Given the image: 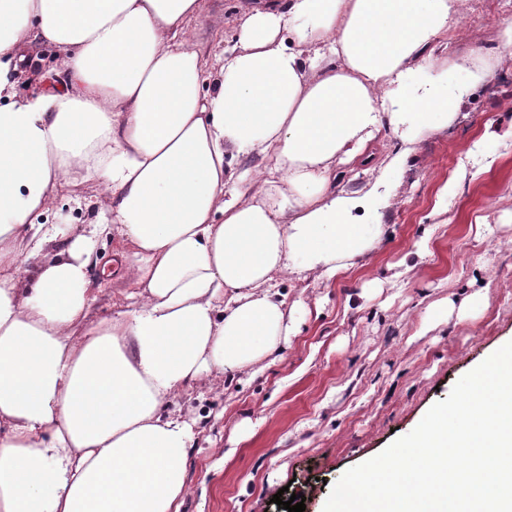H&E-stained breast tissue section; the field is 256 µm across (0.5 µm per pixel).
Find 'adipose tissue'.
<instances>
[{
    "mask_svg": "<svg viewBox=\"0 0 512 512\" xmlns=\"http://www.w3.org/2000/svg\"><path fill=\"white\" fill-rule=\"evenodd\" d=\"M203 3L0 0V512H180L194 432L164 406L267 366L292 331L273 275L375 249L356 213L387 205L405 156L365 191L337 189L338 166L384 127L417 141L470 93L422 59L464 0H244L218 51L189 36ZM44 45L63 72L17 96ZM252 156L266 166L237 167ZM93 177L94 223H45ZM113 234L127 304L94 322ZM121 245L118 243V238L116 235L113 237L105 238L99 241L97 246V266L93 270V275L95 278L104 277L101 275L102 269H106L107 272L112 268L113 264L111 261L115 258L114 253L121 249ZM105 278V277H104Z\"/></svg>",
    "mask_w": 512,
    "mask_h": 512,
    "instance_id": "1",
    "label": "adipose tissue"
}]
</instances>
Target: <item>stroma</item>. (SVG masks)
Masks as SVG:
<instances>
[{
  "instance_id": "1",
  "label": "stroma",
  "mask_w": 512,
  "mask_h": 512,
  "mask_svg": "<svg viewBox=\"0 0 512 512\" xmlns=\"http://www.w3.org/2000/svg\"><path fill=\"white\" fill-rule=\"evenodd\" d=\"M238 14L239 0H205L191 35L230 40ZM507 20L512 0H469L466 42L492 60ZM489 124H512V63L488 66L453 122L435 118L390 173L382 216L359 213L362 232L381 223L377 249L331 278L275 275L299 332L262 373L195 383L170 401L195 432L181 512H282L272 501L282 488L321 512L346 471L410 433L512 341V141L485 137ZM450 179L454 192L439 199ZM477 290L485 302L459 310ZM444 298L447 322L420 334Z\"/></svg>"
}]
</instances>
